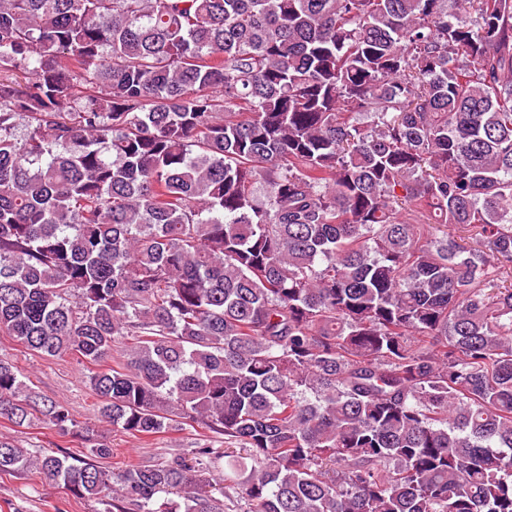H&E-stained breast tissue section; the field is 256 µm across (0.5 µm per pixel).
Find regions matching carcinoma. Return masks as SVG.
Wrapping results in <instances>:
<instances>
[{
	"label": "carcinoma",
	"instance_id": "obj_1",
	"mask_svg": "<svg viewBox=\"0 0 512 512\" xmlns=\"http://www.w3.org/2000/svg\"><path fill=\"white\" fill-rule=\"evenodd\" d=\"M0 334L239 446L0 359L101 512H512V0H0ZM0 358L24 368L36 392L49 399L66 402L77 421L94 428L98 439L112 448L108 458L96 459L107 470L117 472L131 463L154 464L177 453L189 455L202 444L215 451H224V437L209 433L197 424L182 426V429L179 427L151 439H140L100 423L87 383V369L76 356L65 360H45L33 355L10 336L0 335Z\"/></svg>",
	"mask_w": 512,
	"mask_h": 512
}]
</instances>
